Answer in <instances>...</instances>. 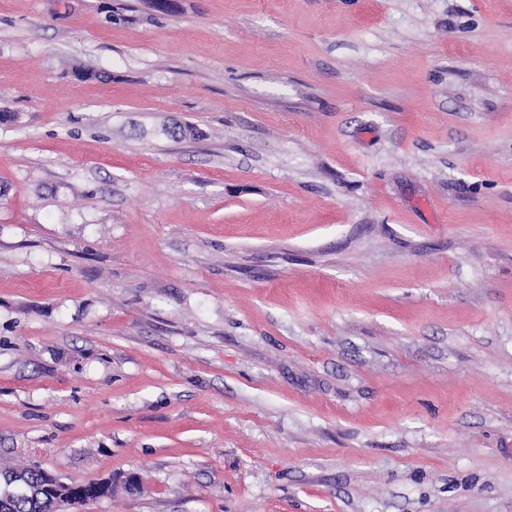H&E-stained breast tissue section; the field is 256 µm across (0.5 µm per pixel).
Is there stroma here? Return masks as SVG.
Here are the masks:
<instances>
[{
    "label": "stroma",
    "instance_id": "1",
    "mask_svg": "<svg viewBox=\"0 0 512 512\" xmlns=\"http://www.w3.org/2000/svg\"><path fill=\"white\" fill-rule=\"evenodd\" d=\"M81 512H512V0H0V467Z\"/></svg>",
    "mask_w": 512,
    "mask_h": 512
}]
</instances>
